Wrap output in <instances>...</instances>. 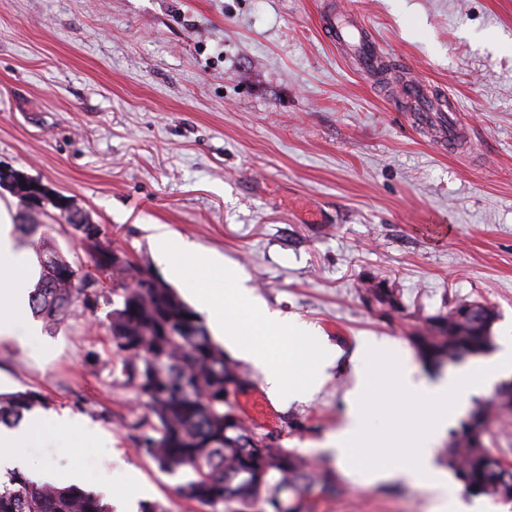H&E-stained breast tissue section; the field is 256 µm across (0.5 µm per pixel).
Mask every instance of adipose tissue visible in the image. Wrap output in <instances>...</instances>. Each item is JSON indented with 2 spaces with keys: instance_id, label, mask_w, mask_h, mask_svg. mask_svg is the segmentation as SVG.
Returning a JSON list of instances; mask_svg holds the SVG:
<instances>
[{
  "instance_id": "1",
  "label": "adipose tissue",
  "mask_w": 512,
  "mask_h": 512,
  "mask_svg": "<svg viewBox=\"0 0 512 512\" xmlns=\"http://www.w3.org/2000/svg\"><path fill=\"white\" fill-rule=\"evenodd\" d=\"M39 278L36 256L21 247L9 224H0V279L7 288L0 290V339L12 338L17 329L37 335L39 328L29 317V291ZM363 358L375 361L374 378H362L347 397V417L332 436L330 444L338 460H346L357 443L368 435L365 413L370 406L374 383L383 384L394 396L415 397L426 409L425 421L403 419L396 425L395 437L411 436L415 448L411 462L394 461L386 468H371L366 481L377 484L390 479L428 487L438 497L447 499L450 512H484L483 502H465L447 470L434 463L435 444L454 423L461 406L473 395L490 389L506 373H512V340L503 344L493 358L470 364L455 375L431 382H417L411 370L395 361L383 346L366 344ZM42 424L39 414L27 415L14 430L0 431V469L18 468L27 463V449L34 430Z\"/></svg>"
}]
</instances>
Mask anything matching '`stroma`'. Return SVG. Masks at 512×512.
Masks as SVG:
<instances>
[{"label":"stroma","mask_w":512,"mask_h":512,"mask_svg":"<svg viewBox=\"0 0 512 512\" xmlns=\"http://www.w3.org/2000/svg\"><path fill=\"white\" fill-rule=\"evenodd\" d=\"M332 5L374 36L389 82L324 41ZM416 83L455 104L454 143L414 123L405 88ZM0 166L70 197L189 306L159 235L220 259L333 351L311 399L272 397L244 361L233 399L248 427L329 473L330 486L303 493L310 512H439L426 488L364 481L410 457L383 442L417 402L374 388L370 435L347 462L324 443L371 368L356 356L363 343L432 379L459 363L426 365L410 338L444 304L484 303L495 337L512 334V0H0ZM367 275L401 290L402 313L364 305ZM110 310L78 304L33 342L0 339V393L45 398L33 465L79 449L88 481L108 474L167 512H197L182 476L135 449L127 425L145 409L104 365ZM64 413L96 443L56 425Z\"/></svg>","instance_id":"stroma-1"}]
</instances>
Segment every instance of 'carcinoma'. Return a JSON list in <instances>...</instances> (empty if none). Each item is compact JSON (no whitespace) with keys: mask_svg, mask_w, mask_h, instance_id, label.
Masks as SVG:
<instances>
[{"mask_svg":"<svg viewBox=\"0 0 512 512\" xmlns=\"http://www.w3.org/2000/svg\"><path fill=\"white\" fill-rule=\"evenodd\" d=\"M22 206L47 196L25 173L0 171V183ZM74 239L92 263L85 270L70 263L46 236L29 240L39 255L41 275L31 294L35 315L56 325L76 302L94 309L100 299L112 305L107 330L121 373L146 399L148 414L128 425L137 451L171 474L193 475L179 493L200 507L198 512H309L302 490L321 480L293 450L285 449L247 426L233 413L229 396L243 378L236 365L212 340L197 313L165 282L126 256L112 259L102 239L79 231L80 210L60 212ZM112 281L106 291L105 280ZM364 303L385 315L403 308L400 290L384 280L366 279ZM495 312L479 302H457L429 317L411 336L426 361H445L487 352L493 343ZM43 403L33 390L0 393V424L12 426L24 412ZM512 416V382L478 404L451 434L444 453L467 495L512 503V464L485 444L492 418ZM0 512H112L100 494L82 487L38 482L21 470L0 481Z\"/></svg>","mask_w":512,"mask_h":512,"instance_id":"carcinoma-1","label":"carcinoma"}]
</instances>
